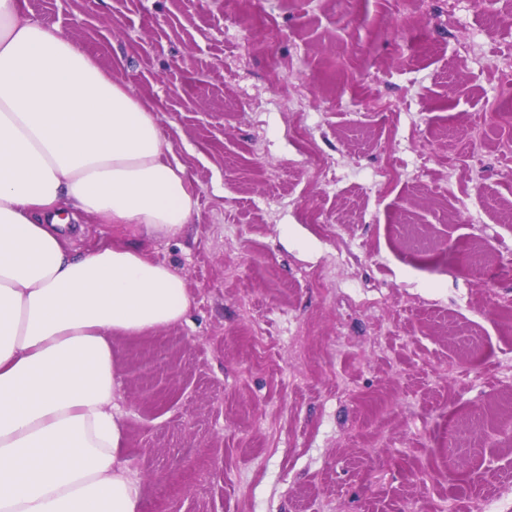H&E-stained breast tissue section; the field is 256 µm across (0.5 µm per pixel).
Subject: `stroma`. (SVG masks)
Listing matches in <instances>:
<instances>
[{"label":"stroma","instance_id":"obj_1","mask_svg":"<svg viewBox=\"0 0 512 512\" xmlns=\"http://www.w3.org/2000/svg\"><path fill=\"white\" fill-rule=\"evenodd\" d=\"M153 108L182 276L112 339L142 512H512V0H26Z\"/></svg>","mask_w":512,"mask_h":512}]
</instances>
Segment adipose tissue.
Here are the masks:
<instances>
[{
	"mask_svg": "<svg viewBox=\"0 0 512 512\" xmlns=\"http://www.w3.org/2000/svg\"><path fill=\"white\" fill-rule=\"evenodd\" d=\"M196 201L155 112L23 0H0V512H141L112 339L186 316L185 282L86 216L176 238Z\"/></svg>",
	"mask_w": 512,
	"mask_h": 512,
	"instance_id": "ef3b65f1",
	"label": "adipose tissue"
}]
</instances>
